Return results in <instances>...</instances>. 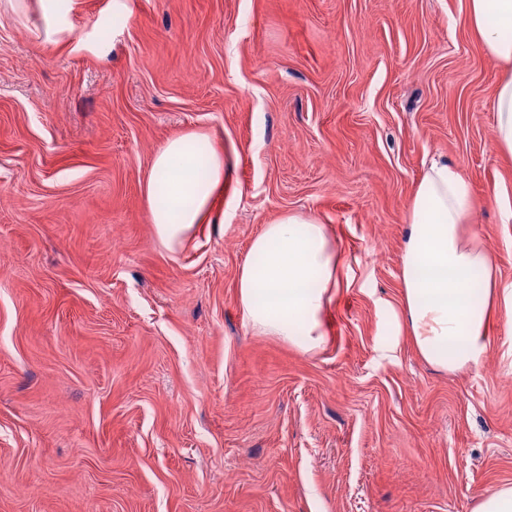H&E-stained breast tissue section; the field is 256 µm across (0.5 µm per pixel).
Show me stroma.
Wrapping results in <instances>:
<instances>
[{
  "label": "stroma",
  "instance_id": "1",
  "mask_svg": "<svg viewBox=\"0 0 512 512\" xmlns=\"http://www.w3.org/2000/svg\"><path fill=\"white\" fill-rule=\"evenodd\" d=\"M0 0V512H473L512 484V326L449 374L401 340L415 186L455 166L512 285L504 75L460 0ZM224 147V221L158 243L155 150ZM328 224L317 354L259 336L235 280L283 213Z\"/></svg>",
  "mask_w": 512,
  "mask_h": 512
}]
</instances>
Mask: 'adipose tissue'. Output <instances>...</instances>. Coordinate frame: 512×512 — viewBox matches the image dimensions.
<instances>
[{
	"label": "adipose tissue",
	"instance_id": "1",
	"mask_svg": "<svg viewBox=\"0 0 512 512\" xmlns=\"http://www.w3.org/2000/svg\"><path fill=\"white\" fill-rule=\"evenodd\" d=\"M461 17L487 53L508 67L492 101L495 142L512 156V0H461ZM143 196L148 219L165 250L177 251L199 225L223 222L224 154L210 133L170 137L155 151ZM467 180L432 162L415 186L402 255L400 304L381 302L383 360L394 361L402 337L420 356L457 373L478 367L490 341V317H512V285H501L493 254L469 219ZM343 260L326 225L291 211L264 225L241 265L236 288L247 325L305 354L325 340L322 312L340 280Z\"/></svg>",
	"mask_w": 512,
	"mask_h": 512
}]
</instances>
